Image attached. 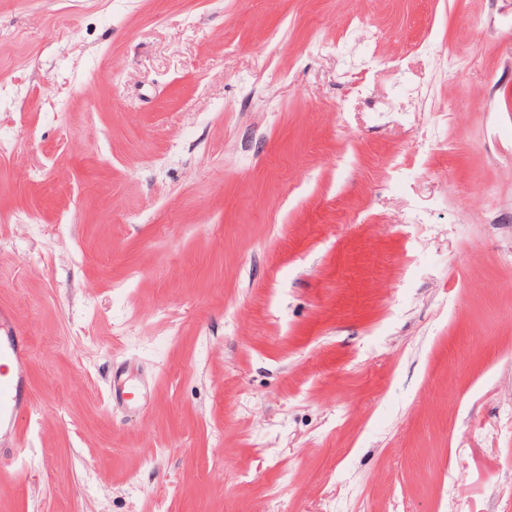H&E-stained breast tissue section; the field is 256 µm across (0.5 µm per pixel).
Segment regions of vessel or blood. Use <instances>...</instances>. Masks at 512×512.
Instances as JSON below:
<instances>
[{
	"label": "vessel or blood",
	"instance_id": "1",
	"mask_svg": "<svg viewBox=\"0 0 512 512\" xmlns=\"http://www.w3.org/2000/svg\"><path fill=\"white\" fill-rule=\"evenodd\" d=\"M19 327L9 328L0 340V426L15 427L24 400L21 377L17 372L26 358Z\"/></svg>",
	"mask_w": 512,
	"mask_h": 512
}]
</instances>
